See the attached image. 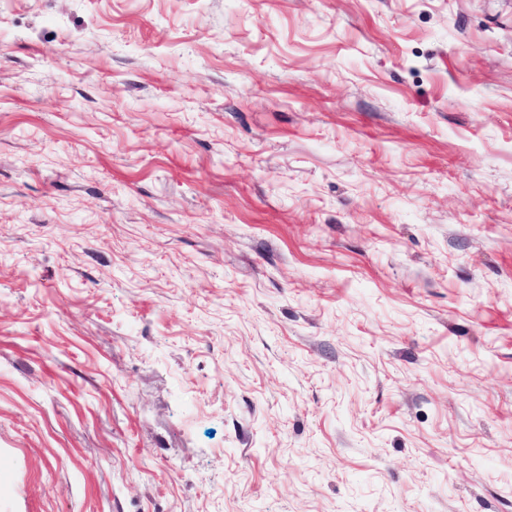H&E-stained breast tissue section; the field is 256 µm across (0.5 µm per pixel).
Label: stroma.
<instances>
[{"instance_id":"35a3bbf8","label":"stroma","mask_w":512,"mask_h":512,"mask_svg":"<svg viewBox=\"0 0 512 512\" xmlns=\"http://www.w3.org/2000/svg\"><path fill=\"white\" fill-rule=\"evenodd\" d=\"M0 512H512V0H0Z\"/></svg>"}]
</instances>
